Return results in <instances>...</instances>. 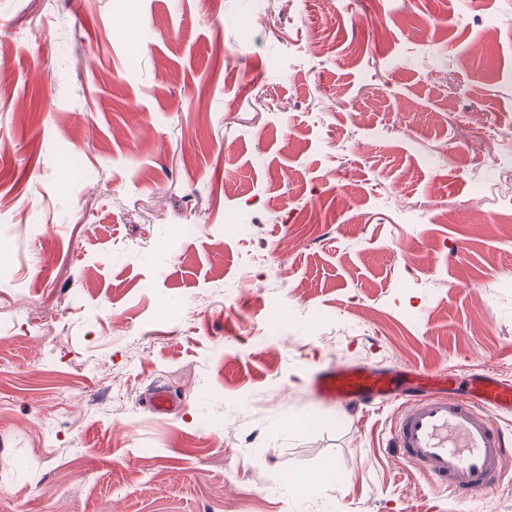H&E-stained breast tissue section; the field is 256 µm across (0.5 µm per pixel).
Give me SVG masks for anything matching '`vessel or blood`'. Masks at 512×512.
Segmentation results:
<instances>
[{
  "instance_id": "vessel-or-blood-1",
  "label": "vessel or blood",
  "mask_w": 512,
  "mask_h": 512,
  "mask_svg": "<svg viewBox=\"0 0 512 512\" xmlns=\"http://www.w3.org/2000/svg\"><path fill=\"white\" fill-rule=\"evenodd\" d=\"M309 389L340 409L401 402L394 427L400 458L428 475L436 491L488 494L512 474V448L500 426L512 416V380L495 369L464 377L341 360L317 370Z\"/></svg>"
}]
</instances>
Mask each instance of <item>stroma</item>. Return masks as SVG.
<instances>
[{
    "label": "stroma",
    "instance_id": "obj_1",
    "mask_svg": "<svg viewBox=\"0 0 512 512\" xmlns=\"http://www.w3.org/2000/svg\"><path fill=\"white\" fill-rule=\"evenodd\" d=\"M511 167L512 0H0V512H512L308 389L512 378Z\"/></svg>",
    "mask_w": 512,
    "mask_h": 512
}]
</instances>
